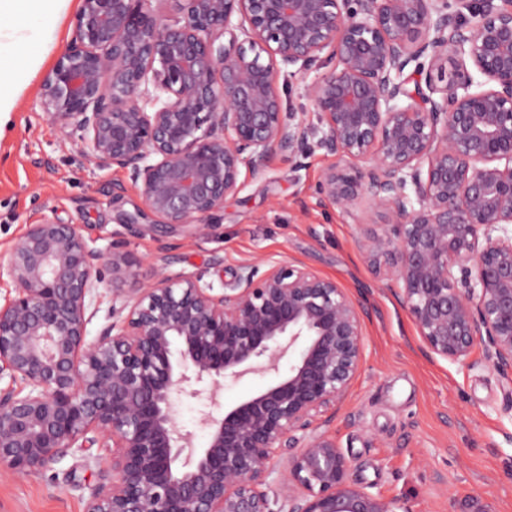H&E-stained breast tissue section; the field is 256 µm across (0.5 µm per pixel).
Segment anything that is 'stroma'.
I'll return each instance as SVG.
<instances>
[{"label": "stroma", "mask_w": 512, "mask_h": 512, "mask_svg": "<svg viewBox=\"0 0 512 512\" xmlns=\"http://www.w3.org/2000/svg\"><path fill=\"white\" fill-rule=\"evenodd\" d=\"M81 0H70L46 60L21 91L0 131V255L27 225L50 218L80 225L93 247L121 239L142 259L143 272L167 265L198 273L222 288L241 264L296 260L336 280L350 293L364 289L373 308L364 327L363 365L322 433L335 439L351 463L350 477L393 500L397 512H512V381L486 365L473 368L426 356L408 313L391 295L382 273L368 265L361 242L385 222L378 209L325 207L316 187L336 159L317 150L288 161L272 157L242 190L227 198L220 220L204 239L187 226L145 220L122 223L142 207L138 184L118 169L96 167L44 114L31 111L46 68L69 43ZM122 182L112 201L101 185ZM270 375L221 382L217 403L181 396L177 421L207 441L199 421L222 413L264 387ZM112 474V457L92 448L68 454L52 469L30 476L0 474V512H85L91 490Z\"/></svg>", "instance_id": "1"}]
</instances>
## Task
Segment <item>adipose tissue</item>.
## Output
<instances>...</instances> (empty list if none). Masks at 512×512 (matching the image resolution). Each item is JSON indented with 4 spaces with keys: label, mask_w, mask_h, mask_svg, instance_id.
Listing matches in <instances>:
<instances>
[{
    "label": "adipose tissue",
    "mask_w": 512,
    "mask_h": 512,
    "mask_svg": "<svg viewBox=\"0 0 512 512\" xmlns=\"http://www.w3.org/2000/svg\"><path fill=\"white\" fill-rule=\"evenodd\" d=\"M69 0H0V119L13 112L32 71L57 38L56 21Z\"/></svg>",
    "instance_id": "ef3b65f1"
}]
</instances>
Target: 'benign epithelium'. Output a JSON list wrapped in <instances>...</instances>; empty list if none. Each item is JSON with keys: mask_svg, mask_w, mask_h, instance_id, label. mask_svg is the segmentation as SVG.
Segmentation results:
<instances>
[{"mask_svg": "<svg viewBox=\"0 0 512 512\" xmlns=\"http://www.w3.org/2000/svg\"><path fill=\"white\" fill-rule=\"evenodd\" d=\"M82 0L33 107L98 168L141 185L138 224L214 227L242 170L318 148L320 203L365 202L388 222L366 234L423 351L512 370V0ZM317 122L284 110L282 68L305 75ZM143 262L77 224H29L0 258V472L38 474L71 451L112 452L86 512H394L356 486L319 420L362 367L371 309L298 261L240 266L220 294L202 276ZM112 285L108 323L87 341L90 300ZM288 358V371L279 363ZM272 370L267 386L201 425L193 448L173 395ZM282 448L298 452L276 472ZM286 489L270 497L271 476ZM307 490L300 494L292 489Z\"/></svg>", "mask_w": 512, "mask_h": 512, "instance_id": "obj_1", "label": "benign epithelium"}]
</instances>
